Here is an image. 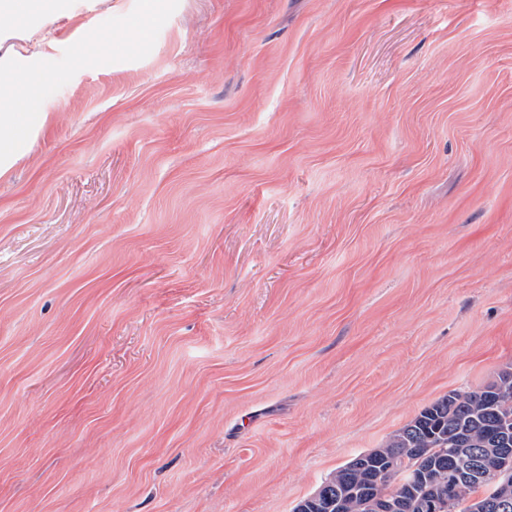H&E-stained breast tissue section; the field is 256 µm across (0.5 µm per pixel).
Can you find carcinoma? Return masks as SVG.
I'll return each instance as SVG.
<instances>
[{"label":"carcinoma","mask_w":512,"mask_h":512,"mask_svg":"<svg viewBox=\"0 0 512 512\" xmlns=\"http://www.w3.org/2000/svg\"><path fill=\"white\" fill-rule=\"evenodd\" d=\"M512 448V381L501 371L486 385L472 390H453L423 409L385 443L361 453L326 478L319 489L336 498L338 490L353 485L360 494L346 501L340 512H371L374 468L395 451L402 452L413 471L422 473L436 497L451 495L450 512H467L476 494L488 486L463 481L448 493L441 471L448 469V449L459 448L473 464L484 462L494 447Z\"/></svg>","instance_id":"obj_1"}]
</instances>
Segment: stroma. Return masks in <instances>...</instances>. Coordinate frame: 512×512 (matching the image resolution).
I'll use <instances>...</instances> for the list:
<instances>
[{"instance_id": "stroma-1", "label": "stroma", "mask_w": 512, "mask_h": 512, "mask_svg": "<svg viewBox=\"0 0 512 512\" xmlns=\"http://www.w3.org/2000/svg\"><path fill=\"white\" fill-rule=\"evenodd\" d=\"M113 3L13 78L0 512H293L512 365V0ZM156 0H143L141 2V21L126 31V38L131 45H138L146 40L149 24L155 15Z\"/></svg>"}]
</instances>
